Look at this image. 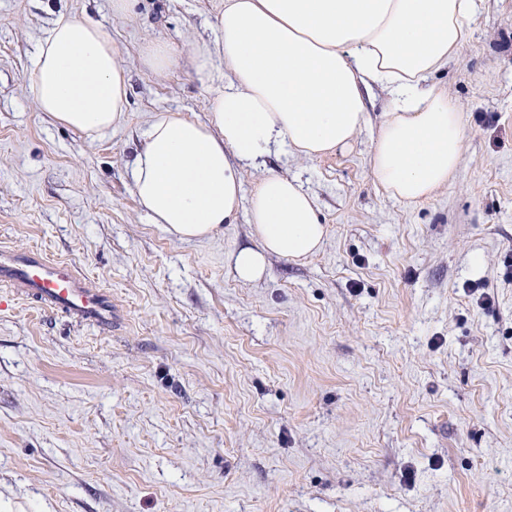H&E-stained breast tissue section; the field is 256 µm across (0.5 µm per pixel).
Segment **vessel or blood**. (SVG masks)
Instances as JSON below:
<instances>
[{
    "instance_id": "obj_1",
    "label": "vessel or blood",
    "mask_w": 512,
    "mask_h": 512,
    "mask_svg": "<svg viewBox=\"0 0 512 512\" xmlns=\"http://www.w3.org/2000/svg\"><path fill=\"white\" fill-rule=\"evenodd\" d=\"M0 283L81 322L111 326L120 319L107 292L91 286L71 263L50 259L38 250L18 254L1 248Z\"/></svg>"
}]
</instances>
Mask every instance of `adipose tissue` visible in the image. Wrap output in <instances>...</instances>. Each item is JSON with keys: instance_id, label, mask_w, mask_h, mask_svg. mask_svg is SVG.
<instances>
[{"instance_id": "obj_1", "label": "adipose tissue", "mask_w": 512, "mask_h": 512, "mask_svg": "<svg viewBox=\"0 0 512 512\" xmlns=\"http://www.w3.org/2000/svg\"><path fill=\"white\" fill-rule=\"evenodd\" d=\"M475 10L476 0H224L221 40L189 58L213 122L169 112L149 123L131 167L141 206L176 240L212 238L236 221L246 166L281 148L313 158L349 146L377 86L391 99L370 173L394 198H431L456 175L466 126L428 79L468 40ZM32 91L41 111L94 138L124 120L128 77L109 35L68 14L40 41ZM249 213L259 245L232 254L242 280L260 279L269 256L297 262L324 242L296 179L264 176Z\"/></svg>"}]
</instances>
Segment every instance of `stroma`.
Segmentation results:
<instances>
[{
    "label": "stroma",
    "mask_w": 512,
    "mask_h": 512,
    "mask_svg": "<svg viewBox=\"0 0 512 512\" xmlns=\"http://www.w3.org/2000/svg\"><path fill=\"white\" fill-rule=\"evenodd\" d=\"M471 35L430 78L466 137L449 186L390 197L369 158L375 89L352 144L274 152L243 173L236 223L180 242L152 223L130 163L149 122L208 123L186 60L224 0H0V247L73 261L111 291L109 330L10 295L0 309V499L15 512H512V0H477ZM94 20L129 77L124 123L95 138L38 109L44 33ZM172 46L159 73L147 45ZM297 178L320 251L256 246L250 199Z\"/></svg>",
    "instance_id": "35a3bbf8"
}]
</instances>
